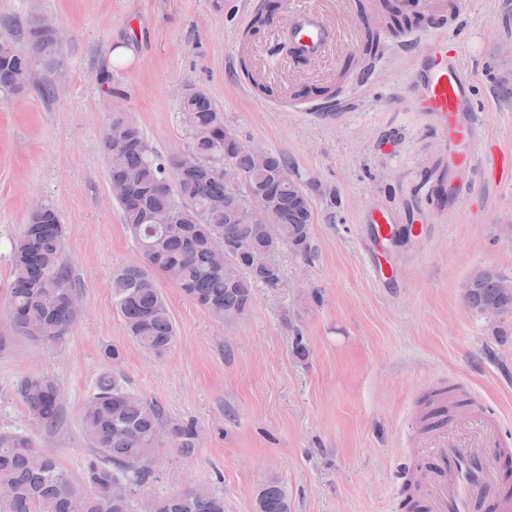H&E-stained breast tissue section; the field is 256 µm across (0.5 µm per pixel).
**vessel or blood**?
<instances>
[{"instance_id": "obj_1", "label": "vessel or blood", "mask_w": 512, "mask_h": 512, "mask_svg": "<svg viewBox=\"0 0 512 512\" xmlns=\"http://www.w3.org/2000/svg\"><path fill=\"white\" fill-rule=\"evenodd\" d=\"M411 8L430 25L448 21L446 0H411ZM288 30L303 45L312 62L333 60L336 43L344 42L348 28L333 29L313 0H287ZM422 79L414 98L418 111L427 113L448 140L450 160L472 167L477 157L471 149L475 121L468 117L471 83L461 67L459 43L441 40L422 57ZM500 419L484 414L476 432L456 434L443 425L422 434L418 446L417 490L428 512H475L479 487L496 482L498 470L490 463L495 450H507L499 433Z\"/></svg>"}]
</instances>
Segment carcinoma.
Here are the masks:
<instances>
[{
	"instance_id": "carcinoma-1",
	"label": "carcinoma",
	"mask_w": 512,
	"mask_h": 512,
	"mask_svg": "<svg viewBox=\"0 0 512 512\" xmlns=\"http://www.w3.org/2000/svg\"><path fill=\"white\" fill-rule=\"evenodd\" d=\"M374 20L365 31L364 49L372 51L386 29L409 22L388 10L386 0L373 4ZM0 36V91L18 94L33 80L31 56L44 61L43 71L62 64L63 43L29 23ZM24 41L26 47L17 46ZM183 111L196 131L185 150L161 158L149 152L134 123L114 117L103 137L109 182H122L128 193L116 198L123 223L144 256L141 265L119 268L112 277V308L129 336L142 348L161 355L176 339L168 304L157 286L165 275L226 325L235 323L250 306L256 282L269 286L280 280L270 257L286 246L306 257L311 253L312 206L306 188L294 178L283 155L256 157L237 149L235 135L224 125V113L209 95L196 91L183 100ZM126 142L124 150L113 146ZM278 208L280 224H261L243 209L247 187ZM232 244L224 265L214 262L212 239ZM12 281L8 318L12 334L33 342L65 338L79 313L67 303L77 293L64 259V228L57 211L46 206L37 219H27L12 244ZM502 272L481 268L471 276L477 288L467 297L471 307L497 301L512 309L497 288ZM112 371L101 374L96 391L81 414L84 434L95 456L87 463L88 488L78 486L51 454L21 434L0 431V512H70L72 499L83 497V512H224V496L203 488L156 495L139 505L134 488L155 477L154 450L177 448L189 454L199 439L197 427L169 418L157 403L127 386L117 371L122 353L104 351ZM17 394L32 419L45 428L63 418L57 382L48 375L25 377ZM255 512H291L288 494L275 478L257 490Z\"/></svg>"
}]
</instances>
